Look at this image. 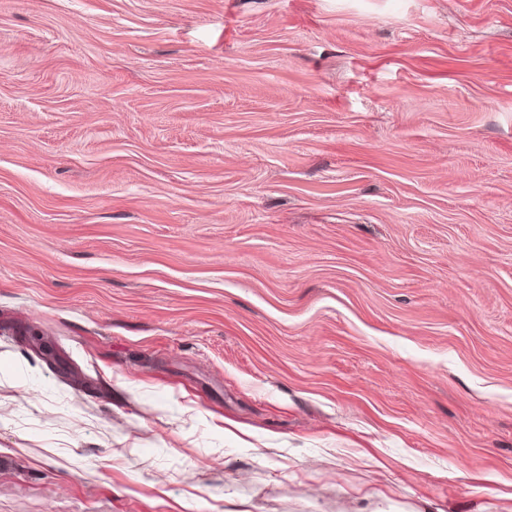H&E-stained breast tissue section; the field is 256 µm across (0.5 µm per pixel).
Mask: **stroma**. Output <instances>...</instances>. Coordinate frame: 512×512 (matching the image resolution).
Wrapping results in <instances>:
<instances>
[{
	"mask_svg": "<svg viewBox=\"0 0 512 512\" xmlns=\"http://www.w3.org/2000/svg\"><path fill=\"white\" fill-rule=\"evenodd\" d=\"M0 512H512V0H0Z\"/></svg>",
	"mask_w": 512,
	"mask_h": 512,
	"instance_id": "35a3bbf8",
	"label": "stroma"
}]
</instances>
